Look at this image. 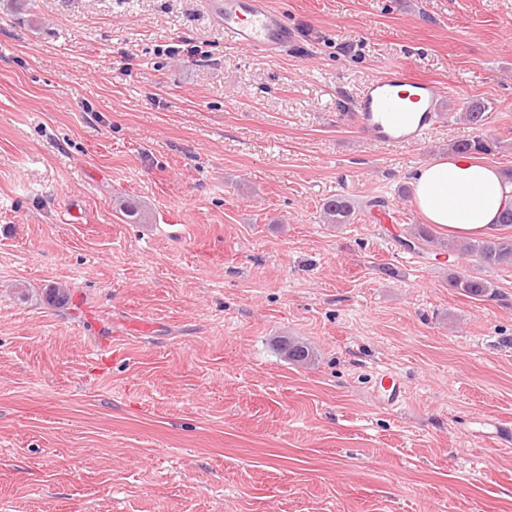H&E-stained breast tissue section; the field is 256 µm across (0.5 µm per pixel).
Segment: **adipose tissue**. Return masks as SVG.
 Returning <instances> with one entry per match:
<instances>
[{"mask_svg": "<svg viewBox=\"0 0 512 512\" xmlns=\"http://www.w3.org/2000/svg\"><path fill=\"white\" fill-rule=\"evenodd\" d=\"M413 205L425 223L460 237H484L512 205V184L476 156L451 154L417 167L410 176Z\"/></svg>", "mask_w": 512, "mask_h": 512, "instance_id": "adipose-tissue-1", "label": "adipose tissue"}]
</instances>
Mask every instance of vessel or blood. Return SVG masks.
I'll return each mask as SVG.
<instances>
[{
	"mask_svg": "<svg viewBox=\"0 0 512 512\" xmlns=\"http://www.w3.org/2000/svg\"><path fill=\"white\" fill-rule=\"evenodd\" d=\"M209 2L225 35L241 49L271 54L293 39L292 29L267 0ZM444 92V87L390 65L361 93L355 110L363 129L379 141L414 140L434 125L436 103ZM372 397L379 406H399L404 399L401 379L391 371L377 372Z\"/></svg>",
	"mask_w": 512,
	"mask_h": 512,
	"instance_id": "b4317fda",
	"label": "vessel or blood"
}]
</instances>
